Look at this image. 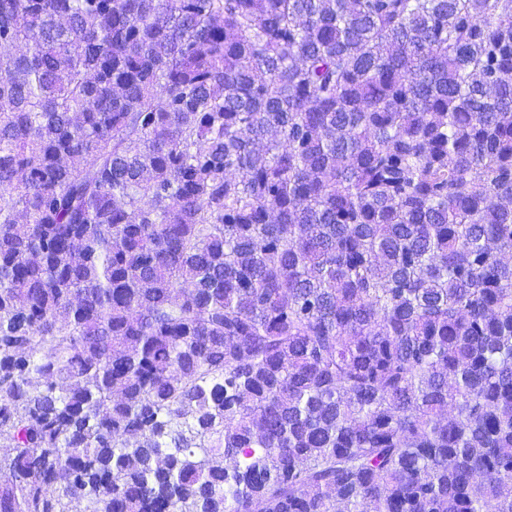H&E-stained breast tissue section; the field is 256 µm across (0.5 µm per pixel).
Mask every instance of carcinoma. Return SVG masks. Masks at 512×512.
Returning a JSON list of instances; mask_svg holds the SVG:
<instances>
[{
  "label": "carcinoma",
  "instance_id": "1",
  "mask_svg": "<svg viewBox=\"0 0 512 512\" xmlns=\"http://www.w3.org/2000/svg\"><path fill=\"white\" fill-rule=\"evenodd\" d=\"M0 437V512H512V0H0Z\"/></svg>",
  "mask_w": 512,
  "mask_h": 512
}]
</instances>
